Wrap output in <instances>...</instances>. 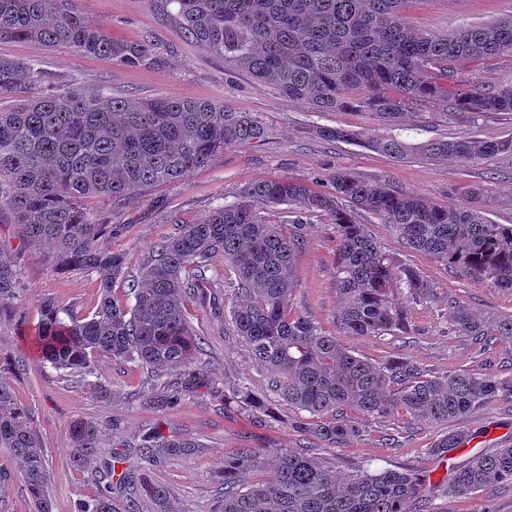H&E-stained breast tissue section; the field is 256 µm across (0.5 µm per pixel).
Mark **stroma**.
<instances>
[{
  "instance_id": "stroma-1",
  "label": "stroma",
  "mask_w": 512,
  "mask_h": 512,
  "mask_svg": "<svg viewBox=\"0 0 512 512\" xmlns=\"http://www.w3.org/2000/svg\"><path fill=\"white\" fill-rule=\"evenodd\" d=\"M74 5L114 37L129 41L149 37L157 44L164 64L125 68L62 47L20 41L0 42V55L36 63L54 77L74 79L88 90L119 97L221 101L237 111L257 115L268 131L265 142L226 147L222 158L177 184L154 188L114 207L99 198L85 199L88 212L108 215L110 244L126 255V279L112 288L119 304L132 305L128 282L141 276L157 243L176 236L183 225L201 222L215 207L234 201L247 185L271 177L305 180L327 192L330 175L345 169L454 207L467 206L468 189L477 188L487 201L489 219L512 224L511 154L474 163L418 153L398 160L359 142L330 140L319 134L324 127H342L367 136L398 133L413 144L468 137L512 139V114L490 113L473 122L466 113L426 105L412 118L408 130L401 132L375 115L353 108L320 112L224 67L205 50L185 42L174 20L153 12L149 0H75ZM403 14L415 28L447 34L463 25L511 16L512 0H407ZM354 217L398 263L419 269L433 283L434 299L410 305L408 331L403 335H344L337 321L336 227L315 214L304 216L296 228L300 245L293 312L375 362L406 358L429 375L462 369L496 378L512 376V341L498 339L490 347H481L470 337L456 335L448 319L452 300L485 317L512 314V292L475 283L458 268L406 247L369 213L358 211ZM0 251L14 261L20 280L11 309L0 314V381L12 388L16 402L28 410L41 439L53 512H73L77 499L98 492L90 473L71 464L69 427L77 420L98 423L104 448L117 451L149 427L196 442L191 454L170 458L152 473L154 481L171 488L174 512H220L224 459L239 448L304 446L343 476L365 467L390 468L433 484L447 475L432 452L444 433L474 432L473 445L478 451L512 446V398L507 396L476 415L441 424L399 410L382 416L360 415L356 421L361 437L336 447L297 432L291 423L300 413L279 399L272 374L251 359L241 337L226 332L223 321L213 317L209 308L192 301L186 304L189 320L205 341L204 367L216 380L219 393L203 391L160 411L139 400V393L150 390L151 381L133 363L98 358L89 383L42 367L30 342L39 330L43 303L51 301L74 314L92 316L100 299L97 277L88 272L53 270L46 251L22 246L13 224L0 223ZM242 380L265 399L269 415L224 401L223 391ZM430 508L432 512H512V483L495 485L470 498L439 496L433 498ZM0 512H35L22 471L5 448H0Z\"/></svg>"
}]
</instances>
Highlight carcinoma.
Returning a JSON list of instances; mask_svg holds the SVG:
<instances>
[{"label": "carcinoma", "instance_id": "carcinoma-1", "mask_svg": "<svg viewBox=\"0 0 512 512\" xmlns=\"http://www.w3.org/2000/svg\"><path fill=\"white\" fill-rule=\"evenodd\" d=\"M154 12L169 13L183 37L235 71L288 98L326 112L352 107L390 125L402 123L421 103L444 105L478 118L512 113V83L485 87L462 80V59L512 62V16L464 25L448 34L416 29L402 14L405 0H150ZM62 46L70 52L107 58L125 67L157 65L158 47L147 37H112L78 13L73 0H0V41ZM31 85L37 96L0 110V217L8 214L26 247L45 246L56 270L96 274L101 288L92 317L64 320L54 303L44 304L37 339L40 362L86 379L100 356L136 364L151 376L175 377L145 399L164 409L215 389L199 360L205 349L188 320V299L224 310V323L242 337L252 359L275 377L288 405L313 417L291 427L325 442L344 444L361 436L353 411L382 416L401 409L429 423L473 414L503 395L512 397V377H484L465 370L427 375L413 361L373 363L341 344L316 323L291 314L297 289L298 240L288 232L290 214H323L336 226L337 320L350 336L397 335L407 331L400 291L414 303L434 298L433 283L416 268L397 266L357 223L346 201L374 215L411 249L461 269L481 284L512 292V225L487 217L479 190L465 207H448L401 193L386 183L363 180L338 169L332 191L273 177L246 186L235 201L215 208L200 224L155 246L141 282L129 285L134 303L118 304L113 284L125 278L126 258L112 250V225L92 216L83 199L119 204L177 183L224 155L226 145H248L267 136L250 112L222 102L174 96L127 99L87 92L77 82L60 83L30 63L0 56V96ZM322 137L356 141L359 133L322 128ZM367 146L396 159L415 147L398 136L368 137ZM432 158L475 162L512 153V140H437L420 146ZM284 207L270 223L264 207ZM224 256V287L235 295L221 306L209 286L210 260ZM18 290L15 264L0 252V311ZM448 317L460 336L512 339V315L490 321L456 304ZM251 409L264 403L242 381L224 395ZM469 439L443 435L432 448L439 456ZM72 464L89 471L98 493L75 503L74 512H172V492L155 482L151 467L186 455L198 444L148 428L128 443L127 453L108 454L94 421L70 427ZM0 448L19 464L36 512H51L46 494L44 449L28 410L0 382ZM124 471L116 472V465ZM267 472L261 482L251 473ZM221 512H405L410 502L427 512L431 488L420 477L392 469H362L343 478L307 450L268 456L241 448L224 460ZM512 482V447L471 455L440 491L469 498Z\"/></svg>", "mask_w": 512, "mask_h": 512}]
</instances>
